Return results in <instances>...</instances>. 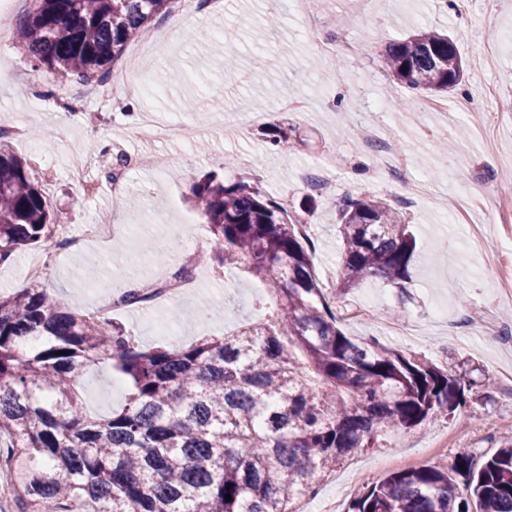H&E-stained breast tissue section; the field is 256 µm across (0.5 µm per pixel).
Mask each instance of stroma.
Wrapping results in <instances>:
<instances>
[{
	"mask_svg": "<svg viewBox=\"0 0 512 512\" xmlns=\"http://www.w3.org/2000/svg\"><path fill=\"white\" fill-rule=\"evenodd\" d=\"M273 10L279 22L270 28L266 19ZM152 26L172 33L163 45H140L143 69L183 72L181 82L157 92L141 89L138 78L117 66L111 81L88 89L74 80L59 83L46 68H34L14 43H0V126L30 128L33 144L15 141L11 148L30 160V176L58 219L79 231L97 211L113 206L129 227L108 243L51 260L42 288L79 312L95 278L149 280L178 271V253L159 261L152 249L156 240L187 230L209 244L190 185L209 173L244 180L287 202L291 216L312 226L316 273L347 335L377 336L440 368L473 371L462 412L433 415L382 447L352 456L321 483L319 495L345 512L352 497L389 473L441 468L461 454L479 463L493 454L512 434V299L499 286L512 277V190L487 197L480 189L498 185L503 163L512 159V81L503 79L512 71V0H380L365 15L355 14L347 0H223L222 7L200 5ZM416 27L464 34V81L448 94L447 109L431 116L421 111V97L395 83L381 64L386 44ZM228 52L237 59L229 73L219 64ZM116 82L126 83L124 93L113 94ZM291 95L306 98L307 109L281 110ZM125 106L166 121L189 113L216 123V133L197 144L141 143L126 135ZM89 112L99 119L93 139L84 134ZM367 122L382 129L386 151L358 140L356 130ZM277 127L289 138L272 149L267 134ZM104 147L168 158V166L132 174L128 193L138 199L137 208L113 202L104 187L86 198L70 181V167ZM390 150L404 158L403 166L386 167ZM228 157L234 160L229 168ZM325 168L335 171L340 193L371 194L403 211L418 249L409 301L381 283L337 288V199L308 182ZM417 179L429 183L432 198L405 194L406 183ZM192 279L186 298L166 310L172 336L155 334L151 314L138 309L117 312L115 322L153 348L262 320L265 291L252 277L241 273L221 284L216 266L207 263L193 270ZM488 321L497 333L473 336ZM113 378L104 366L87 372L81 394L91 413L107 415L123 404ZM442 436L446 454L423 455Z\"/></svg>",
	"mask_w": 512,
	"mask_h": 512,
	"instance_id": "1",
	"label": "stroma"
}]
</instances>
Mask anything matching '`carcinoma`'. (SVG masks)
I'll return each mask as SVG.
<instances>
[{
    "label": "carcinoma",
    "mask_w": 512,
    "mask_h": 512,
    "mask_svg": "<svg viewBox=\"0 0 512 512\" xmlns=\"http://www.w3.org/2000/svg\"><path fill=\"white\" fill-rule=\"evenodd\" d=\"M18 48L59 79L102 81L129 41L174 0H39ZM458 38L421 29L386 45L391 76L414 93L456 87ZM211 260L257 278L273 301L264 322L187 346L144 350L43 288L0 296V476L14 512L77 500L90 512H295L345 458L381 436L452 415L473 381L376 338L347 335L326 301L315 248L278 202L243 181L194 185ZM338 287L407 288L416 241L385 199L346 194ZM51 203L26 160L0 148V264L29 247L61 249ZM104 364L125 404L87 412L78 388ZM231 500H226V495ZM346 512H512V440L477 465L393 472Z\"/></svg>",
    "instance_id": "cac0c4a2"
}]
</instances>
